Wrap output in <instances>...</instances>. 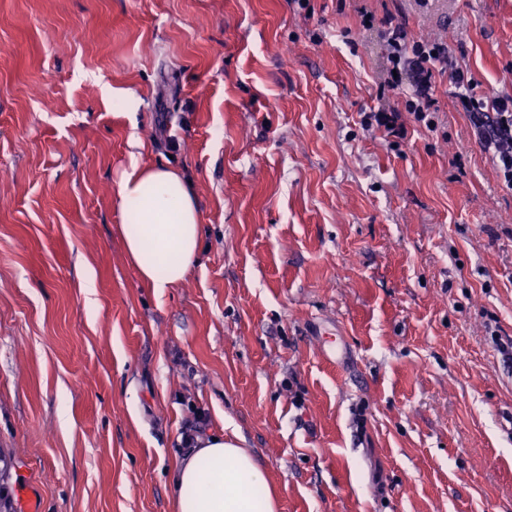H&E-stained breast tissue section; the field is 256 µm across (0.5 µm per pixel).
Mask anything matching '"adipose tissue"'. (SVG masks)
Returning <instances> with one entry per match:
<instances>
[{
    "label": "adipose tissue",
    "mask_w": 512,
    "mask_h": 512,
    "mask_svg": "<svg viewBox=\"0 0 512 512\" xmlns=\"http://www.w3.org/2000/svg\"><path fill=\"white\" fill-rule=\"evenodd\" d=\"M118 195L125 251L140 280L164 293L186 277L201 251L195 196L176 171L137 165L123 176ZM196 444L172 481L178 512H279L267 473L237 435Z\"/></svg>",
    "instance_id": "adipose-tissue-1"
}]
</instances>
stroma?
Returning a JSON list of instances; mask_svg holds the SVG:
<instances>
[{
	"label": "stroma",
	"mask_w": 512,
	"mask_h": 512,
	"mask_svg": "<svg viewBox=\"0 0 512 512\" xmlns=\"http://www.w3.org/2000/svg\"><path fill=\"white\" fill-rule=\"evenodd\" d=\"M365 11L512 96V0H0L20 512H177L197 412L241 436L279 512H512V190L450 75L435 129L362 128L402 102ZM135 164L177 170L200 212L199 259L160 295L117 232ZM361 125L365 128H377L383 130L388 137L403 139L405 127L402 121V112L398 106L375 107L369 112H363Z\"/></svg>",
	"instance_id": "stroma-1"
}]
</instances>
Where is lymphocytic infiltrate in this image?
Segmentation results:
<instances>
[{
	"mask_svg": "<svg viewBox=\"0 0 512 512\" xmlns=\"http://www.w3.org/2000/svg\"><path fill=\"white\" fill-rule=\"evenodd\" d=\"M387 45V64L392 75L389 90H404L402 107H380L363 114L365 128L383 130L387 136H405L403 114H411L426 127L436 124L433 88L437 75L450 74L457 103L466 112L481 150L488 154L502 184L512 189V96H495L480 90L467 71L458 67L447 43L414 40L405 26L386 18L380 22Z\"/></svg>",
	"mask_w": 512,
	"mask_h": 512,
	"instance_id": "lymphocytic-infiltrate-1",
	"label": "lymphocytic infiltrate"
}]
</instances>
